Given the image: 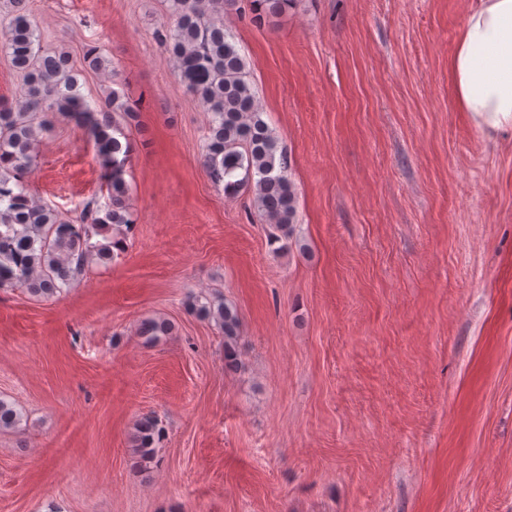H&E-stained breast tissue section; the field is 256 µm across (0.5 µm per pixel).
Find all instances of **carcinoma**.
<instances>
[{
  "label": "carcinoma",
  "instance_id": "cac0c4a2",
  "mask_svg": "<svg viewBox=\"0 0 512 512\" xmlns=\"http://www.w3.org/2000/svg\"><path fill=\"white\" fill-rule=\"evenodd\" d=\"M8 2L10 13L0 20V50L23 73V87L11 100L0 98V289L21 288L51 298L70 287L75 271L89 261H111L133 231L125 178L130 146L123 138L127 118L138 108L114 94L102 108L92 109L79 91L68 52H40L27 0ZM249 2L258 15H275L291 0ZM233 3L170 0L173 25L155 36L180 81L209 115L203 165L210 179L224 184L228 194L250 189L267 222L290 234L297 215L290 162L257 105L234 36L224 28V6ZM58 115L83 129L102 170L100 195L83 205L74 222L38 203L24 182L36 162L37 142ZM199 311L224 331L227 358H232L240 327L237 312L222 303L202 305ZM171 331L169 323L153 319L143 324L141 335L153 340ZM22 420L13 404L0 399V429H16ZM160 435L153 417L139 421L136 441L142 458H151Z\"/></svg>",
  "mask_w": 512,
  "mask_h": 512
}]
</instances>
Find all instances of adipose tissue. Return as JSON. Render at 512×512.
<instances>
[{"instance_id": "1", "label": "adipose tissue", "mask_w": 512, "mask_h": 512, "mask_svg": "<svg viewBox=\"0 0 512 512\" xmlns=\"http://www.w3.org/2000/svg\"><path fill=\"white\" fill-rule=\"evenodd\" d=\"M460 109L486 135L512 128V0H478L448 59Z\"/></svg>"}]
</instances>
